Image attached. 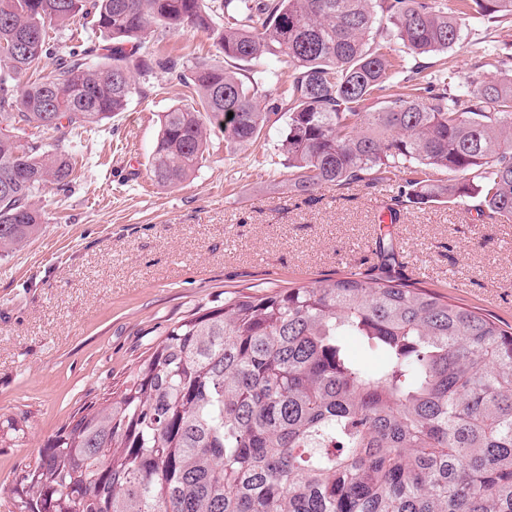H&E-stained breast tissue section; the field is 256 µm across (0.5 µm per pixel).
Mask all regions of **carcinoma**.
Returning a JSON list of instances; mask_svg holds the SVG:
<instances>
[{"mask_svg": "<svg viewBox=\"0 0 512 512\" xmlns=\"http://www.w3.org/2000/svg\"><path fill=\"white\" fill-rule=\"evenodd\" d=\"M468 15L500 27L512 0H0V128L92 129L161 71L192 90L160 119L147 170L162 186L191 179L212 137L250 144L278 115L300 195L399 174L391 224L445 202L509 219L512 41L470 46L503 68L494 81L422 76ZM78 18L93 35L50 46L45 27ZM186 26L217 36L221 59L142 41ZM280 57L292 71L262 107L256 75ZM72 173L68 153L0 135L1 254L39 232L33 199ZM374 255L365 273L237 292L167 327L0 493L14 512H512V327L406 281L392 238Z\"/></svg>", "mask_w": 512, "mask_h": 512, "instance_id": "carcinoma-1", "label": "carcinoma"}]
</instances>
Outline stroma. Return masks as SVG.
<instances>
[{
    "label": "stroma",
    "instance_id": "35a3bbf8",
    "mask_svg": "<svg viewBox=\"0 0 512 512\" xmlns=\"http://www.w3.org/2000/svg\"><path fill=\"white\" fill-rule=\"evenodd\" d=\"M462 43L423 58L427 73L451 66L485 77L473 41L497 34L462 23ZM146 44L188 59L214 57L207 33L184 29ZM190 90L164 74L107 125L57 141L76 160L66 190L36 199L44 222L22 248L0 255V485L34 463L83 405L101 400L170 324L238 291H271L366 270L376 239L391 234L410 279L512 325V219L483 222L475 210L433 204L381 224L396 181L299 195L288 189L278 145L284 128L226 150L215 138L194 178L170 188L150 179L162 112Z\"/></svg>",
    "mask_w": 512,
    "mask_h": 512
}]
</instances>
